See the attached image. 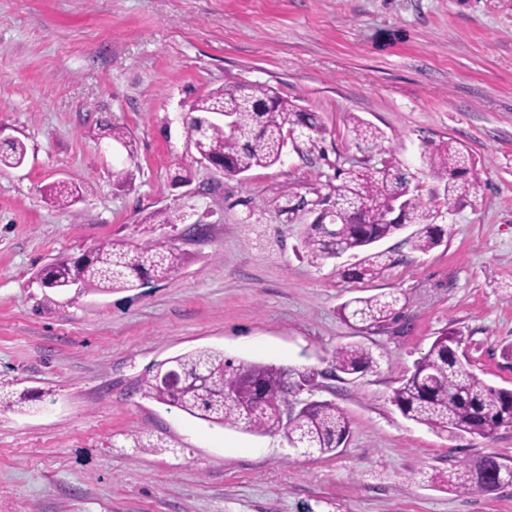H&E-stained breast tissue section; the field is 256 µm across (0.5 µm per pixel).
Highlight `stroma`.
<instances>
[{
    "mask_svg": "<svg viewBox=\"0 0 512 512\" xmlns=\"http://www.w3.org/2000/svg\"><path fill=\"white\" fill-rule=\"evenodd\" d=\"M243 81L319 113L318 147L242 178L193 163L191 103ZM352 114L377 145L354 139ZM115 124L132 149L104 138ZM448 138L484 181L450 213L423 161ZM15 140L26 161L0 171V383L25 404L0 410V512H512V485L464 495L430 480L485 453L512 465V428L441 435L391 402L447 329L478 376L512 389V0H0V152ZM384 158L437 211L443 242L421 253L398 233L387 276L348 281L339 260L303 253L309 203L337 168ZM60 180L86 185L82 200L50 203ZM162 209L178 223L144 224ZM154 239L187 254L177 278L109 294L36 279L59 255ZM382 291L401 298L396 322L341 317ZM352 342L375 365L331 376ZM202 347L316 370L310 396L345 410V448L305 457L283 435L142 396L153 363Z\"/></svg>",
    "mask_w": 512,
    "mask_h": 512,
    "instance_id": "35a3bbf8",
    "label": "stroma"
}]
</instances>
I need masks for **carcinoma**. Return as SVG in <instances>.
<instances>
[{"label": "carcinoma", "mask_w": 512, "mask_h": 512, "mask_svg": "<svg viewBox=\"0 0 512 512\" xmlns=\"http://www.w3.org/2000/svg\"><path fill=\"white\" fill-rule=\"evenodd\" d=\"M186 124L187 148L191 157L207 155L224 162V175L245 174L254 168L281 162L292 141L316 148L323 139L324 125L315 112L281 97L267 85L244 82L220 87L193 101ZM352 132L360 142L374 143L380 131L349 115ZM26 149L14 142L0 154V170L23 163ZM429 174L444 182V205L452 209L461 200H477L483 185L478 162L468 151L448 139L424 154ZM339 184L320 200L335 213V224H312L306 232L305 251L322 259L350 254L352 266L340 269L344 279H381L398 263L382 241L400 232L401 225L387 222L391 206L403 201L412 248L426 253L439 246L443 236L432 224V208L389 159L381 166L351 167L336 172ZM86 188L57 183L48 188L59 207H69ZM186 255L172 241L156 239L139 245L102 242L75 259L58 258L49 264L43 287L79 285L101 293L142 288L152 282L177 277ZM400 297L380 293L355 297L341 308V315L367 328L379 327L397 317ZM462 336L445 332L436 337L429 351L393 390L391 402L401 415L423 424L438 434L491 437L512 427V390L484 381L459 353ZM372 353L358 344L344 345L333 356L332 372L361 376L373 367ZM178 370L186 383L170 386L164 374ZM315 386V373L262 363L224 359V352L199 348L155 363L140 384L142 395L179 409L210 424L256 435L283 434L298 445V452L334 455L345 446L350 422L345 411L330 400L297 399L300 391ZM292 411L291 422L283 408ZM512 485V468L488 453L462 461L444 480L447 489L464 494L488 491V482Z\"/></svg>", "instance_id": "obj_1"}]
</instances>
